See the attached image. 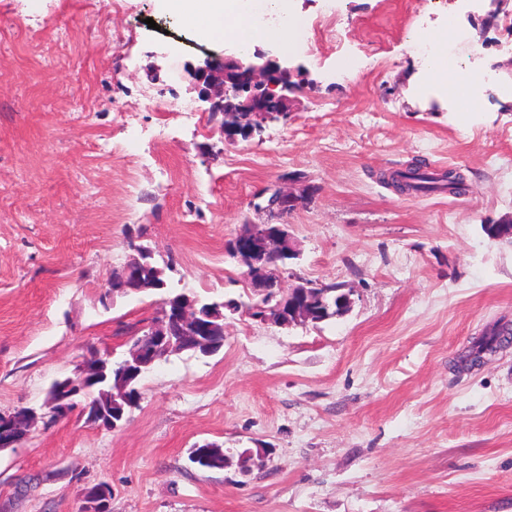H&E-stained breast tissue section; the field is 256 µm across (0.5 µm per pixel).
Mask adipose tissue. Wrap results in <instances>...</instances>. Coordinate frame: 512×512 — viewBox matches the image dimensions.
<instances>
[{"label":"adipose tissue","mask_w":512,"mask_h":512,"mask_svg":"<svg viewBox=\"0 0 512 512\" xmlns=\"http://www.w3.org/2000/svg\"><path fill=\"white\" fill-rule=\"evenodd\" d=\"M164 7L183 29L200 34L212 41L231 37L241 54H248L259 41L286 42L296 34L298 22L289 19L280 27H267L255 20L257 13H278L281 0H165ZM424 38L432 49L424 55V70L433 83L452 87L453 73L446 67L448 49L459 38L455 28L425 33Z\"/></svg>","instance_id":"ef3b65f1"}]
</instances>
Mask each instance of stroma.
Segmentation results:
<instances>
[{
    "instance_id": "1",
    "label": "stroma",
    "mask_w": 512,
    "mask_h": 512,
    "mask_svg": "<svg viewBox=\"0 0 512 512\" xmlns=\"http://www.w3.org/2000/svg\"><path fill=\"white\" fill-rule=\"evenodd\" d=\"M290 4L302 40L256 45L302 67L290 111L245 138L188 72L236 46L181 29L161 0H0V412L41 404L96 351L126 354L156 316L158 291L100 301L131 244L169 263L168 290L254 301L225 245L290 177L315 192L284 218L300 256L283 288L336 283L353 301L316 325L226 314L222 349L167 356L116 429L36 425L0 450V512H80L99 483L110 512H512V346L451 366L512 326V246L484 232L512 213V102L495 83L512 77V0ZM329 7L335 41L314 31ZM449 24L460 65L495 74L478 123L424 84L411 47ZM415 160L462 169L465 190L381 182ZM203 441L224 468L189 462ZM510 329L492 328L472 342L470 348L460 356L458 369H471V366L495 355L507 342Z\"/></svg>"
}]
</instances>
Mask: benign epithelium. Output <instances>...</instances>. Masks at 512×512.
<instances>
[{"label": "benign epithelium", "mask_w": 512, "mask_h": 512, "mask_svg": "<svg viewBox=\"0 0 512 512\" xmlns=\"http://www.w3.org/2000/svg\"><path fill=\"white\" fill-rule=\"evenodd\" d=\"M300 68L292 66L287 56H256V60L243 62L235 57H208L192 69V78L202 101L209 103V111L221 113L226 121L224 132H236L245 137L263 128V124L288 114L294 82L292 77ZM268 192L274 194L270 203L263 201L265 192L251 200V208L265 220L248 224L236 235L229 248L245 268L244 279L257 296L270 292L269 285L281 286L283 265L297 255L294 237L289 225L280 223L283 216L296 210L306 200L310 186L300 190L276 185ZM136 255L125 264L128 288H139L140 274L150 267L152 253L149 249L130 243ZM322 285L301 281L288 289L286 299L291 306L272 316L252 307L247 315L263 324L289 325L316 321L320 308L325 306ZM163 301V311L150 325L151 342H136L130 350L134 370L120 373L116 381L121 393L137 394L135 381L142 368L155 365L165 355L179 351L169 340L171 325L183 327L184 338L203 355L216 349L214 337L224 335L221 305L198 307L197 300L183 296L180 303L168 309ZM105 355L94 353L76 366L73 375L58 381L55 394L39 408L21 407L9 414L0 413V448H10L28 437L37 419L54 422L79 412L86 416L96 404L91 401L92 388L102 372ZM85 506L81 512H108L109 486L99 484L82 493Z\"/></svg>", "instance_id": "7a95c632"}]
</instances>
